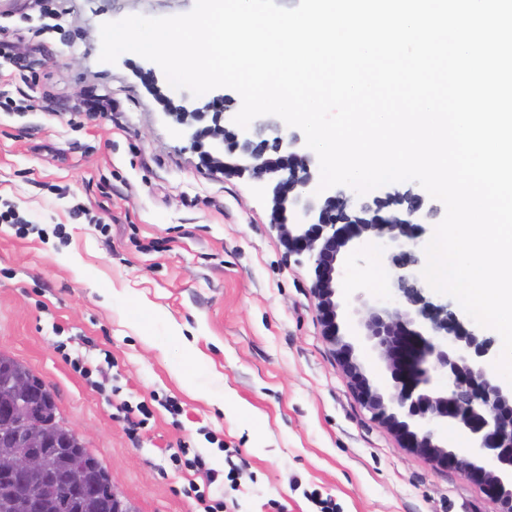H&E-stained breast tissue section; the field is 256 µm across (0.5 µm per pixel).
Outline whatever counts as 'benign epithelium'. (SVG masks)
<instances>
[{
	"instance_id": "1",
	"label": "benign epithelium",
	"mask_w": 512,
	"mask_h": 512,
	"mask_svg": "<svg viewBox=\"0 0 512 512\" xmlns=\"http://www.w3.org/2000/svg\"><path fill=\"white\" fill-rule=\"evenodd\" d=\"M234 99L216 89L209 104L211 123L194 128L206 113L192 108L188 97L171 106L180 124L191 125L189 140L205 166L226 176H249L271 197L273 225L288 254L313 268L312 292L341 367L363 406L391 429L404 447L434 465L455 470L480 486L512 512V385L489 364L497 356L494 340L470 327L460 311L425 294L428 285L417 270L423 259L424 221L445 210L437 200L410 189L392 188L382 195L359 194L337 185L321 192L318 157L296 134H282L283 120L268 115L254 128L230 127L223 113ZM379 242L392 266L394 301H380L363 283L347 281L342 256L366 242ZM348 309L345 332L337 309ZM361 336L385 363V390L371 385L354 358L346 337ZM51 399L49 387L34 376L27 396L0 419V435L15 447L0 457V471L13 476L17 504L40 512L41 498L32 482L47 471L44 449L55 444L51 432L32 429L40 398ZM83 460L55 480L75 497L86 488ZM112 497V512H132L113 482L98 487Z\"/></svg>"
}]
</instances>
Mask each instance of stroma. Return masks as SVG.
Returning a JSON list of instances; mask_svg holds the SVG:
<instances>
[{"label": "stroma", "instance_id": "obj_1", "mask_svg": "<svg viewBox=\"0 0 512 512\" xmlns=\"http://www.w3.org/2000/svg\"><path fill=\"white\" fill-rule=\"evenodd\" d=\"M194 5L0 0V210L30 226L0 224V353L133 512H497L360 406L270 199L203 165L149 60L101 61L103 23ZM343 271L394 295L379 244Z\"/></svg>", "mask_w": 512, "mask_h": 512}]
</instances>
